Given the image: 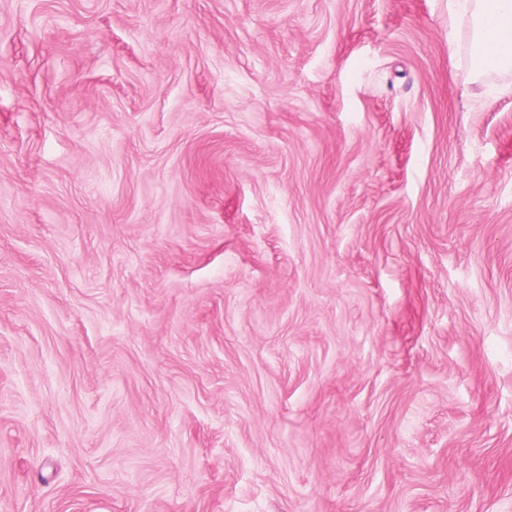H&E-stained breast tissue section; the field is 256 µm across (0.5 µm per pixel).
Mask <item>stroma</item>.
I'll list each match as a JSON object with an SVG mask.
<instances>
[{"label": "stroma", "mask_w": 512, "mask_h": 512, "mask_svg": "<svg viewBox=\"0 0 512 512\" xmlns=\"http://www.w3.org/2000/svg\"><path fill=\"white\" fill-rule=\"evenodd\" d=\"M448 0H0V512H512V69Z\"/></svg>", "instance_id": "35a3bbf8"}]
</instances>
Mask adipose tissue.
Returning <instances> with one entry per match:
<instances>
[{
    "mask_svg": "<svg viewBox=\"0 0 512 512\" xmlns=\"http://www.w3.org/2000/svg\"><path fill=\"white\" fill-rule=\"evenodd\" d=\"M475 21L474 47L483 69L512 63V0H463Z\"/></svg>",
    "mask_w": 512,
    "mask_h": 512,
    "instance_id": "obj_1",
    "label": "adipose tissue"
}]
</instances>
